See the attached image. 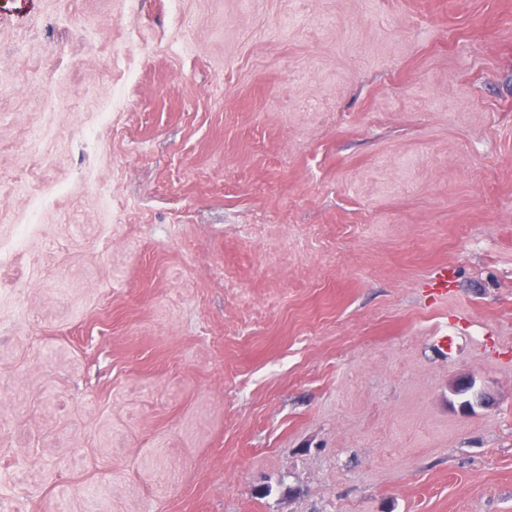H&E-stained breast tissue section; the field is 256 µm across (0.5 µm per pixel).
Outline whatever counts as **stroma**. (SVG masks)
Returning a JSON list of instances; mask_svg holds the SVG:
<instances>
[{
	"label": "stroma",
	"instance_id": "1",
	"mask_svg": "<svg viewBox=\"0 0 512 512\" xmlns=\"http://www.w3.org/2000/svg\"><path fill=\"white\" fill-rule=\"evenodd\" d=\"M0 253V512H512V0H0Z\"/></svg>",
	"mask_w": 512,
	"mask_h": 512
}]
</instances>
